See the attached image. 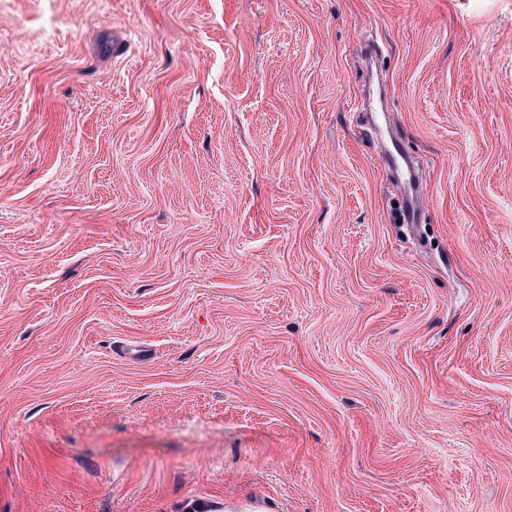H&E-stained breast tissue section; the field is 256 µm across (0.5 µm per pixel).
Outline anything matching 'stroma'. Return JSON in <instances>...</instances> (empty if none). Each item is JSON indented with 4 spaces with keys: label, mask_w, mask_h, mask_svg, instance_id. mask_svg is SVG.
<instances>
[{
    "label": "stroma",
    "mask_w": 512,
    "mask_h": 512,
    "mask_svg": "<svg viewBox=\"0 0 512 512\" xmlns=\"http://www.w3.org/2000/svg\"><path fill=\"white\" fill-rule=\"evenodd\" d=\"M190 500L512 512V0H0V512ZM380 140L383 146L382 153L383 158L386 163V165L395 171H401L403 175H405L406 178V184L408 187H410L413 191V194L409 195L408 202L409 207L412 210L416 204V198H417V185L415 184L414 176H415V170L410 161H403L401 158L400 153L398 152L396 148L395 142H387L382 138L380 135Z\"/></svg>",
    "instance_id": "obj_1"
}]
</instances>
